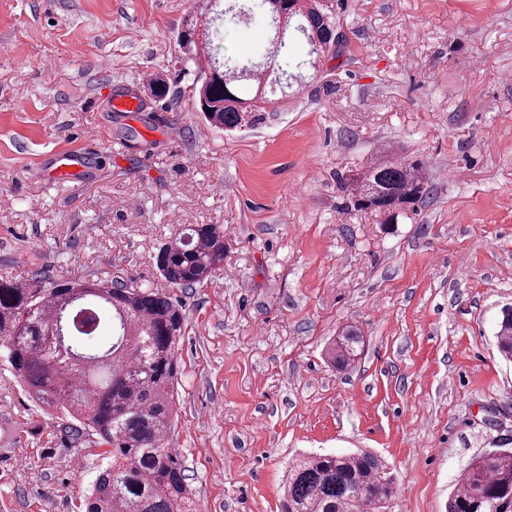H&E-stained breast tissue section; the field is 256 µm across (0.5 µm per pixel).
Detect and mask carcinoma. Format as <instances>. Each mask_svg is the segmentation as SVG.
Listing matches in <instances>:
<instances>
[{
    "label": "carcinoma",
    "mask_w": 512,
    "mask_h": 512,
    "mask_svg": "<svg viewBox=\"0 0 512 512\" xmlns=\"http://www.w3.org/2000/svg\"><path fill=\"white\" fill-rule=\"evenodd\" d=\"M268 19L286 17L296 30L335 56L342 25L333 5L320 0H260ZM179 35L184 54L210 62L191 39ZM200 68L196 109L227 131L250 123L271 102L258 74L233 77L228 63ZM211 112H205V108ZM342 191L360 209L395 224L429 195L425 164L418 158L381 156L365 168L338 176ZM227 243L218 224L190 225L160 247L161 276L178 288L201 284L224 270ZM111 340L101 341V332ZM65 336L69 353L57 350L52 332ZM185 333L182 302L120 276L19 281L0 276V345L28 396L44 410H61L74 440L95 435L110 462L98 475L86 512H197L179 456L172 449L178 352ZM512 361V308L502 311L495 336ZM364 337L342 330L326 348L338 367L354 362ZM386 464L368 453L307 456L293 463L287 512H384L395 496ZM448 512H512V448L473 459L460 473Z\"/></svg>",
    "instance_id": "obj_1"
}]
</instances>
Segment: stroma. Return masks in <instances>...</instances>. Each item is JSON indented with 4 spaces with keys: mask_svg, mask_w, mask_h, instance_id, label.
Returning a JSON list of instances; mask_svg holds the SVG:
<instances>
[{
    "mask_svg": "<svg viewBox=\"0 0 512 512\" xmlns=\"http://www.w3.org/2000/svg\"><path fill=\"white\" fill-rule=\"evenodd\" d=\"M206 0H0V276L131 277L186 308L172 440L199 512H285L288 467L366 450L391 512H446L460 471L512 448V0H334L339 57L225 131L194 108L177 34ZM261 54L263 18L210 35ZM166 94L153 97L155 80ZM128 88L145 110L110 112ZM99 137L79 181L43 161ZM431 192L398 223L336 187L382 149ZM220 224L224 272L171 288L154 257ZM360 327L362 355L324 348ZM28 398L0 349V512H85L110 461ZM498 351L501 356L512 361V308L502 311V317L495 336Z\"/></svg>",
    "mask_w": 512,
    "mask_h": 512,
    "instance_id": "obj_1",
    "label": "stroma"
}]
</instances>
